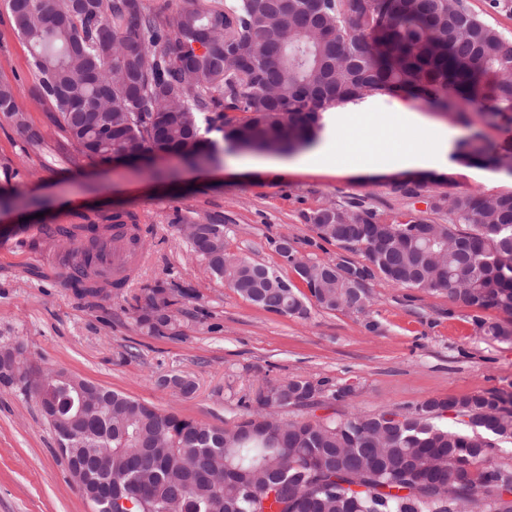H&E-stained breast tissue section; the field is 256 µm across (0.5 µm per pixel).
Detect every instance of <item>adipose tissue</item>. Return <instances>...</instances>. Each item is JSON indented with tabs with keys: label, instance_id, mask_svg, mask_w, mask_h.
Wrapping results in <instances>:
<instances>
[{
	"label": "adipose tissue",
	"instance_id": "obj_1",
	"mask_svg": "<svg viewBox=\"0 0 512 512\" xmlns=\"http://www.w3.org/2000/svg\"><path fill=\"white\" fill-rule=\"evenodd\" d=\"M455 137L447 124L427 117L409 102L393 112H361L349 106L329 108L316 143L291 160L243 159L242 171H269L281 165L331 175L381 174L435 170L451 166Z\"/></svg>",
	"mask_w": 512,
	"mask_h": 512
}]
</instances>
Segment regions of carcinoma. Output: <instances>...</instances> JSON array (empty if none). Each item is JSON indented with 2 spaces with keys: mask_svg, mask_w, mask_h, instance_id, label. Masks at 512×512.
<instances>
[{
  "mask_svg": "<svg viewBox=\"0 0 512 512\" xmlns=\"http://www.w3.org/2000/svg\"><path fill=\"white\" fill-rule=\"evenodd\" d=\"M29 47L43 99L80 150L102 162L146 153L198 164L224 151L202 147L200 131L223 134L230 147L291 152L311 144L322 113L337 104L376 97H410L465 119L460 103L479 104L512 123V40L474 14L465 0H190L174 16L145 0H3ZM0 112L15 120L32 145L39 135L23 120L13 86L0 81ZM458 162L497 169L503 156L477 147ZM402 185L419 198L431 184L449 186L450 173ZM426 212L389 222L361 202L320 207L309 216L317 234L366 263L347 261L350 279L309 273L289 257L302 287L271 266L224 254V224L208 218L191 244L209 271L259 308L305 318L308 302L329 311L363 313L365 281L446 293L474 312L476 331L495 339L512 325L489 323L480 312L512 317V191L490 196L433 193ZM101 223L60 226L53 236L75 241L67 282L98 294L118 281L92 265L101 236L130 213L99 215ZM306 291H301V288ZM178 375L163 387L190 397ZM336 400L350 393L326 380L292 377L259 389L241 422L223 427L182 419L121 392L106 390L112 410L75 422L95 439L67 459L84 472L82 496L95 512H448L475 504L481 512H512V470L495 461L489 439H512V398L497 391L428 398L402 414L356 412L344 420L282 421L277 435L266 407H311L312 386ZM73 384L46 377L35 397L62 420L74 418ZM451 409L464 428L433 422ZM112 455V507L98 457Z\"/></svg>",
  "mask_w": 512,
  "mask_h": 512,
  "instance_id": "carcinoma-1",
  "label": "carcinoma"
}]
</instances>
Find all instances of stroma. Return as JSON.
<instances>
[{"label":"stroma","instance_id":"obj_1","mask_svg":"<svg viewBox=\"0 0 512 512\" xmlns=\"http://www.w3.org/2000/svg\"><path fill=\"white\" fill-rule=\"evenodd\" d=\"M0 79L41 136L32 147L0 115V187L16 200L0 212V347L23 344L44 369L65 370L92 384L123 392L163 412L230 426L246 412L243 400L285 378L327 379L352 386L342 400L289 409L295 419H344L361 411H408L430 397L496 390L512 395V340L476 332L469 313L447 295L396 287L381 274L366 282L368 313L311 308L308 318L264 311L241 298L193 255L175 222L212 216L224 221L228 252L292 276L274 249L288 237L308 259L340 255L307 218L328 202L362 201L388 220L412 210L398 184L404 172L329 175L291 171L271 179L239 172L243 158L224 151L219 161L186 166L159 155L153 169L83 155L54 122V109L37 96L29 49L0 6ZM457 141L512 150V123L470 106L465 117L435 111ZM458 195L512 190V173L458 165ZM132 213L146 225L138 278L105 298L76 293L65 268L42 254L34 228L75 224L80 215ZM27 250H16L19 240ZM185 289L179 335L156 337L138 327L136 310L151 289ZM195 381L193 397L173 395L161 377ZM0 512H91L72 484L53 427L33 393L0 384Z\"/></svg>","mask_w":512,"mask_h":512}]
</instances>
